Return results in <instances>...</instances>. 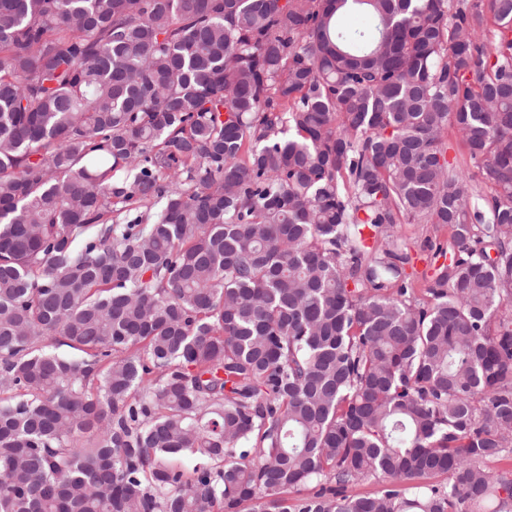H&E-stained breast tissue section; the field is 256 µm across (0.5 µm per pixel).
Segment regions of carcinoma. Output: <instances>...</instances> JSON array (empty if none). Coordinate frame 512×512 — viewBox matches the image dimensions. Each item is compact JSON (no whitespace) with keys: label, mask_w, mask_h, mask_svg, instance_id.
Returning a JSON list of instances; mask_svg holds the SVG:
<instances>
[{"label":"carcinoma","mask_w":512,"mask_h":512,"mask_svg":"<svg viewBox=\"0 0 512 512\" xmlns=\"http://www.w3.org/2000/svg\"><path fill=\"white\" fill-rule=\"evenodd\" d=\"M508 460L512 0H0V512H512ZM398 230L411 255L418 257L415 262L417 272L420 275L425 273L428 277L433 275V267L426 259L429 252L423 249V244L428 237L434 239L437 236L440 240L448 239L450 235L448 228L436 229L434 224H403Z\"/></svg>","instance_id":"1"}]
</instances>
